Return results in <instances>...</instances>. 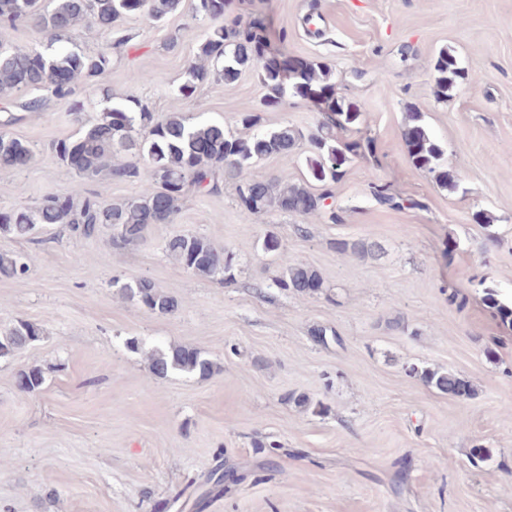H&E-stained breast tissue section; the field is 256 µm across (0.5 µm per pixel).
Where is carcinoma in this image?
<instances>
[{"label": "carcinoma", "mask_w": 512, "mask_h": 512, "mask_svg": "<svg viewBox=\"0 0 512 512\" xmlns=\"http://www.w3.org/2000/svg\"><path fill=\"white\" fill-rule=\"evenodd\" d=\"M181 0H0V27H15L30 20L51 40L68 34L82 24L94 25L107 35L119 31L125 16L145 12L160 23L175 13ZM228 0H197V14L211 20L198 47L197 57L188 69L181 91L192 93L197 86L212 78L235 82L241 72L261 62L263 45L256 36L258 21L243 23L238 19L224 21ZM112 69V45L94 53H80L68 48L50 52L37 49L0 47V110L7 113L0 125L18 120L11 108L38 110L44 99L32 97L20 104L13 93L22 89L45 90L56 100L69 106L77 115L78 132L71 138L52 144L62 165L83 180L105 174L120 182L142 183L143 194L111 203L98 195H83L79 187L63 194L49 193L34 208L0 211V233L18 238L30 237L39 224L60 225L83 239L96 238L102 229L111 230L110 245L124 249L137 244L151 224H169L185 198L192 194L213 195L234 184L237 200L251 214H262L272 208L301 216L319 215L332 224L341 222L336 206L327 203L334 197L330 185L339 181L345 167L357 156L374 153L373 140L357 139L336 144L335 129L356 123L358 105L336 93L332 69L315 60L300 59L292 66L293 74L282 80L272 66H262L258 79L265 93L260 109L244 112L241 125L251 130L247 137L237 136L224 124L196 122L182 112L155 117L149 106L130 100L114 104L94 116H83L84 103L77 99L81 87L92 88ZM434 96L448 100V92L466 78L452 51L442 48L434 59ZM319 93L325 109L316 128L305 134L288 125L266 130L262 113L275 111L285 104L287 96L312 99ZM409 158L415 168L427 173L442 187L456 189L459 175L444 164V150L422 123V113H408L402 130ZM307 152L306 162L312 178L321 184L320 191L288 182V177L274 179L255 177L251 169L258 162L288 155L300 148ZM33 157L30 144L5 130L0 131V168H18ZM372 198L392 209L418 205L414 199L397 193L387 184L370 187ZM334 249L358 259L382 252L375 242L340 239ZM165 250L184 268L201 277H224L234 282L233 256L216 247L207 238L183 233L169 237ZM283 272L275 286L296 295H307L323 288L319 273L313 268L290 263L281 256ZM29 265L20 254H0V276L26 287ZM123 295L158 315H168L178 308L177 301L160 290L152 281L139 279L131 283L113 281ZM486 305L505 324L512 326V304L499 298L498 291L487 289ZM40 330L32 323L18 321L0 333V358L38 341ZM150 370L161 378L176 372L194 374L202 379L215 372L216 365L200 350L170 346L152 351ZM427 385L442 394L470 398L471 385L451 371L411 368ZM45 382L42 369L32 367L17 375L19 390H39Z\"/></svg>", "instance_id": "1"}]
</instances>
